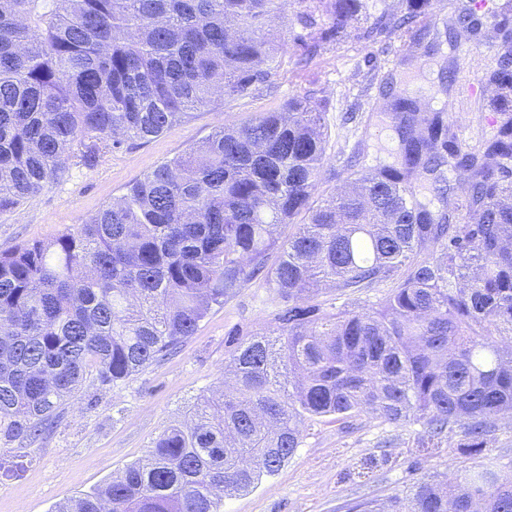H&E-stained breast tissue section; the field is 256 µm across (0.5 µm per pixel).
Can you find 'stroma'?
Returning a JSON list of instances; mask_svg holds the SVG:
<instances>
[{"label": "stroma", "mask_w": 512, "mask_h": 512, "mask_svg": "<svg viewBox=\"0 0 512 512\" xmlns=\"http://www.w3.org/2000/svg\"><path fill=\"white\" fill-rule=\"evenodd\" d=\"M470 4L481 25L478 37L447 39L446 22L459 2ZM358 20L322 44L306 70L292 75L297 0H288L281 28L289 46L281 54L284 79L271 90L227 99L190 117L148 142L104 154L88 168L67 160L58 181L0 215V250L47 240L76 228L102 205L120 197L127 185L160 163L207 138L224 121L242 122L253 113L279 106L292 95H308L320 105L329 131L327 160L319 194L339 188L349 160L368 168L387 160L389 133L375 120L387 103L386 77L398 86L417 80L421 90L452 98V114L462 147L471 149L495 132L494 112L483 80L508 49L493 30L492 17L507 0H433L429 29L420 41L398 35L369 39L365 30L383 15L405 12L410 0H362ZM453 61L456 83L447 85L439 69ZM473 95H465L462 82ZM269 293L250 282L232 299L213 306L197 332L177 350L115 386L88 377L76 396L37 440L23 441L28 465L22 477L0 476V512H55L75 495L91 491L145 457L170 425L183 422L201 395L221 388L232 351L230 336L245 338L275 327ZM412 424H387L370 414L334 421H306L300 448L274 474L247 492L225 497L224 512H348L357 502L389 504L422 479L444 480L467 465L453 441L422 450Z\"/></svg>", "instance_id": "1"}]
</instances>
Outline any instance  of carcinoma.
<instances>
[{
    "mask_svg": "<svg viewBox=\"0 0 512 512\" xmlns=\"http://www.w3.org/2000/svg\"><path fill=\"white\" fill-rule=\"evenodd\" d=\"M0 0V214L62 178L66 158L146 141L226 98L274 86L287 0ZM427 0L368 34L413 41ZM362 0L297 12L294 66L356 20ZM329 26H324L323 18ZM450 31L477 35L462 6ZM501 103L491 139L461 151L446 112L403 89L385 111L395 162L315 197L323 113L294 95L221 123L129 185L75 230L0 252V440L41 436L91 373L114 386L194 335L211 306L257 278L277 328L237 340L231 383L202 396L144 459L56 512H221L278 471L307 417L370 413L414 424L418 446L460 430L480 456L512 417V51L487 76ZM467 173L466 212L419 198L448 158ZM294 231L284 234V229ZM274 251L281 253L268 265ZM392 284L375 311L309 303ZM351 512H512V469L492 463L422 480Z\"/></svg>",
    "mask_w": 512,
    "mask_h": 512,
    "instance_id": "obj_1",
    "label": "carcinoma"
}]
</instances>
